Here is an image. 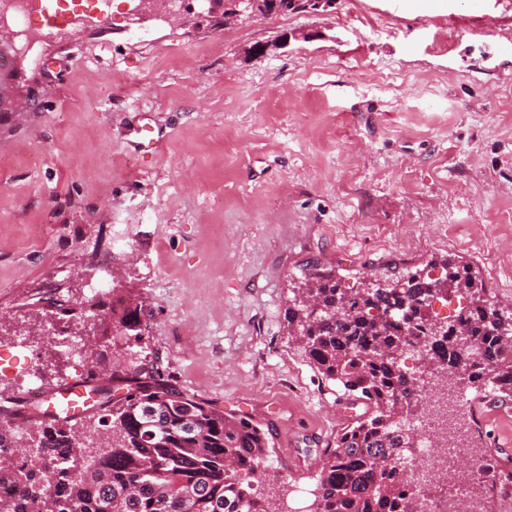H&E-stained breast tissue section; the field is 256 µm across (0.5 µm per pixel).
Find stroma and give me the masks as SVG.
<instances>
[{
    "label": "stroma",
    "instance_id": "stroma-1",
    "mask_svg": "<svg viewBox=\"0 0 512 512\" xmlns=\"http://www.w3.org/2000/svg\"><path fill=\"white\" fill-rule=\"evenodd\" d=\"M33 54L47 63L24 65L28 109L0 111L1 398H25L33 374L49 395L160 357L181 388L269 429L262 489L286 512L356 415L288 335L291 281L358 288L448 259L512 312V0H336L226 30L133 27L112 0L82 46ZM106 264L103 307L148 312L140 348L111 319L45 305L89 299ZM91 330L107 364L70 363ZM466 393L485 403L464 410L476 448L512 472V397Z\"/></svg>",
    "mask_w": 512,
    "mask_h": 512
}]
</instances>
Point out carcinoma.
Returning <instances> with one entry per match:
<instances>
[{"mask_svg": "<svg viewBox=\"0 0 512 512\" xmlns=\"http://www.w3.org/2000/svg\"><path fill=\"white\" fill-rule=\"evenodd\" d=\"M433 280L414 274L404 283L348 291L322 272L295 287L286 310L289 335L308 362L336 383L365 411L325 449L318 479L316 512H412L403 477L402 449L412 447L410 412L399 399L407 384L399 355L415 331L447 345L448 369L469 383L512 396V316L481 298L475 277L450 262ZM448 289L470 295L435 335L422 324L415 299ZM143 305L135 299L112 309V328L125 343L139 344L146 331ZM478 337L475 363H492L497 373L474 368L465 353ZM124 396L113 402L111 390ZM101 396L98 427L112 432V445L88 469L85 447L70 421H43L32 411L15 426L0 428V486L21 496H0V512H279L273 498L241 474L254 475L268 458L269 435L243 416L226 415L210 402L181 389L159 358L136 366H112V386L96 385ZM37 426L38 442L23 447L17 435ZM71 471L56 473V460Z\"/></svg>", "mask_w": 512, "mask_h": 512, "instance_id": "carcinoma-1", "label": "carcinoma"}]
</instances>
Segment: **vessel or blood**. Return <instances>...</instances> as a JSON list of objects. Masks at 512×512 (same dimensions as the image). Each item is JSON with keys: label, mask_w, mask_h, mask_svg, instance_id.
I'll return each instance as SVG.
<instances>
[{"label": "vessel or blood", "mask_w": 512, "mask_h": 512, "mask_svg": "<svg viewBox=\"0 0 512 512\" xmlns=\"http://www.w3.org/2000/svg\"><path fill=\"white\" fill-rule=\"evenodd\" d=\"M11 8L31 29L38 42L81 45L92 17L109 13L112 0H90L82 5L80 0L67 4L66 0H10ZM23 77L20 58L14 56L9 44L0 41V96L9 97ZM48 402L57 405L70 415L88 410L91 399L84 384L73 383L53 392Z\"/></svg>", "instance_id": "b4317fda"}]
</instances>
